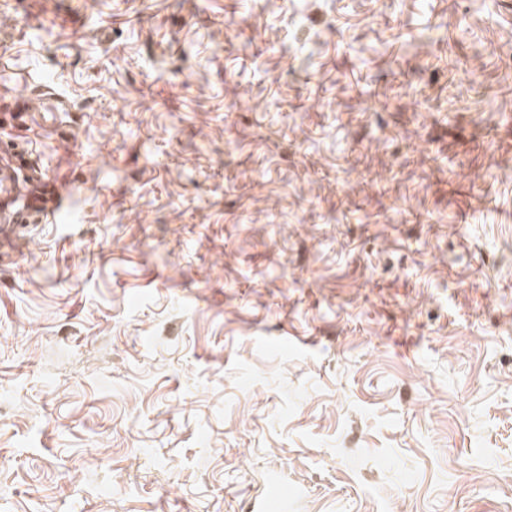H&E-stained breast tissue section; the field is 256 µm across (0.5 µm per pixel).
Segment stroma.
Wrapping results in <instances>:
<instances>
[{"mask_svg": "<svg viewBox=\"0 0 512 512\" xmlns=\"http://www.w3.org/2000/svg\"><path fill=\"white\" fill-rule=\"evenodd\" d=\"M509 49L512 0H0L78 217L0 243V512H512ZM288 505V483L283 479L274 483L262 503L263 512H284Z\"/></svg>", "mask_w": 512, "mask_h": 512, "instance_id": "1", "label": "stroma"}]
</instances>
